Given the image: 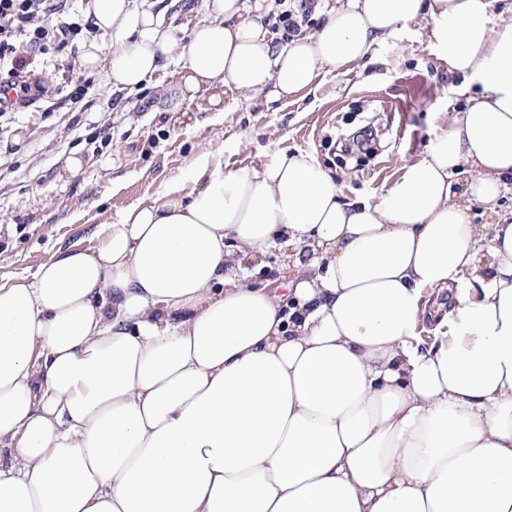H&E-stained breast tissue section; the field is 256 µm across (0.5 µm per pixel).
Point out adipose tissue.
I'll return each mask as SVG.
<instances>
[{"mask_svg": "<svg viewBox=\"0 0 512 512\" xmlns=\"http://www.w3.org/2000/svg\"><path fill=\"white\" fill-rule=\"evenodd\" d=\"M205 8L181 39L94 0L115 42L81 64L114 91L167 71L151 109L173 122L413 33L477 99L383 192L344 198L306 153L209 151L91 247L0 278V512H512V17L318 2L325 23L280 46L268 0ZM274 248L282 291L244 267Z\"/></svg>", "mask_w": 512, "mask_h": 512, "instance_id": "adipose-tissue-1", "label": "adipose tissue"}]
</instances>
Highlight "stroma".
I'll use <instances>...</instances> for the list:
<instances>
[{
    "label": "stroma",
    "instance_id": "obj_1",
    "mask_svg": "<svg viewBox=\"0 0 512 512\" xmlns=\"http://www.w3.org/2000/svg\"><path fill=\"white\" fill-rule=\"evenodd\" d=\"M186 36L205 16V0H134ZM364 72L336 71L294 101H250L228 91L224 109L190 104V125H172L145 106L152 88L109 93L104 71H82L80 103L55 95L53 111L37 104L0 113V277L29 274L59 246H92L97 224L128 204L156 198L206 151L245 166L276 155L310 153L336 177L345 196L388 187L405 162L423 157L431 132L447 127L449 109L466 107L455 78L411 36L388 42ZM378 142L368 154L343 142L363 126ZM86 164L69 182L60 161Z\"/></svg>",
    "mask_w": 512,
    "mask_h": 512
}]
</instances>
